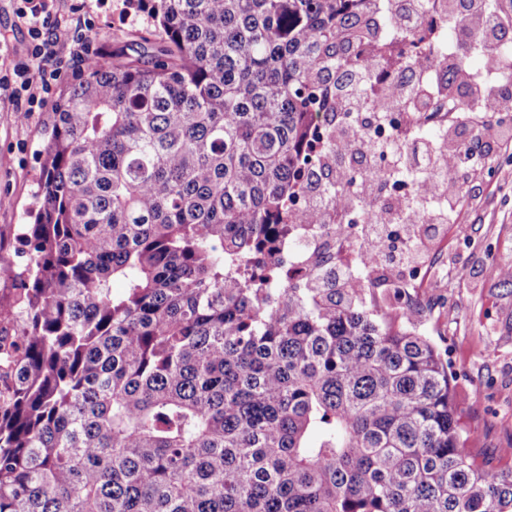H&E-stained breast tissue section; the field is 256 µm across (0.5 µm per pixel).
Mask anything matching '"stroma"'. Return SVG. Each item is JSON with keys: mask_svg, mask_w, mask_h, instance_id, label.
I'll return each mask as SVG.
<instances>
[{"mask_svg": "<svg viewBox=\"0 0 512 512\" xmlns=\"http://www.w3.org/2000/svg\"><path fill=\"white\" fill-rule=\"evenodd\" d=\"M55 0L69 27H92L97 47L109 53L139 42L153 30L135 0ZM20 0H0V76L25 63L30 37L17 16ZM17 101L0 91V233L29 224L37 208L44 151L53 131L54 107L16 120ZM492 174L482 176L461 203L460 222L449 225L405 290L367 288L393 309H408L418 331L446 352L455 402L465 426L464 451L478 466L512 469V285L495 271L512 268V154L495 151Z\"/></svg>", "mask_w": 512, "mask_h": 512, "instance_id": "obj_1", "label": "stroma"}]
</instances>
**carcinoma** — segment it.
Segmentation results:
<instances>
[{"label": "carcinoma", "mask_w": 512, "mask_h": 512, "mask_svg": "<svg viewBox=\"0 0 512 512\" xmlns=\"http://www.w3.org/2000/svg\"><path fill=\"white\" fill-rule=\"evenodd\" d=\"M158 38L99 60L55 104L34 222L0 319V512H512V471L462 449L448 361L408 313L342 295L305 237L393 162L440 191L413 129L372 172L351 113L387 92V32L425 0H139ZM448 43L404 33L459 80L512 59L470 0ZM372 47V54L364 48ZM414 80L379 110L413 116ZM345 166L336 178V161ZM492 158L459 175L460 195ZM120 279L124 290L113 291Z\"/></svg>", "instance_id": "obj_1"}]
</instances>
